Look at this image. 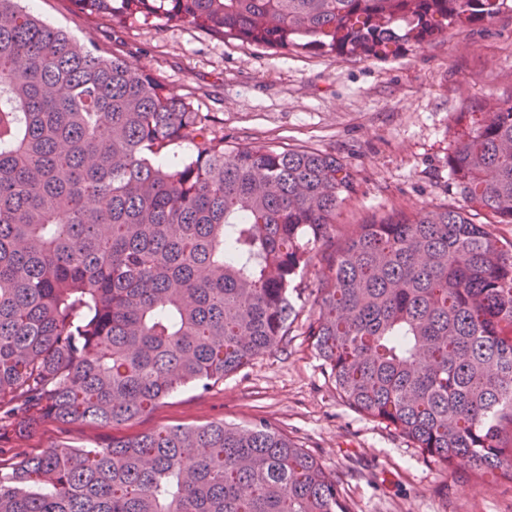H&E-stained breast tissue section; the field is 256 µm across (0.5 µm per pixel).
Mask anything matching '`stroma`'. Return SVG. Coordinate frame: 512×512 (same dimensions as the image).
Listing matches in <instances>:
<instances>
[{
	"instance_id": "1",
	"label": "stroma",
	"mask_w": 512,
	"mask_h": 512,
	"mask_svg": "<svg viewBox=\"0 0 512 512\" xmlns=\"http://www.w3.org/2000/svg\"><path fill=\"white\" fill-rule=\"evenodd\" d=\"M43 20L85 44L147 70L228 142L309 147L352 171L356 192L339 208L335 235L394 210L456 206L448 174L454 119L485 97L512 95V8L491 23L444 33L423 49L382 61L307 50L275 51L208 36L163 19L113 24L73 0H25ZM325 269L312 259L298 281L285 344L208 389L185 387L117 427L40 418L26 433L0 424V463L48 448L98 447L165 426L265 419L340 478L353 512H512V484H486L433 463L394 428L350 407L302 334L318 309Z\"/></svg>"
}]
</instances>
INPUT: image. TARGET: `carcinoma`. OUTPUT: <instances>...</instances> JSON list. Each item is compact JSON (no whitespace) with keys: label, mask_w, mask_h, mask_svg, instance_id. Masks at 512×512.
Returning a JSON list of instances; mask_svg holds the SVG:
<instances>
[{"label":"carcinoma","mask_w":512,"mask_h":512,"mask_svg":"<svg viewBox=\"0 0 512 512\" xmlns=\"http://www.w3.org/2000/svg\"><path fill=\"white\" fill-rule=\"evenodd\" d=\"M0 0V419L33 402L116 427L281 346L295 281L336 391L446 468L512 483V98L460 113L458 208L394 211L336 243L356 192L332 155L228 144L146 70ZM264 49L382 60L507 0H74ZM190 140L195 155L168 160ZM479 214L487 223L477 224ZM0 512H351L264 421L161 427L0 464Z\"/></svg>","instance_id":"carcinoma-1"}]
</instances>
